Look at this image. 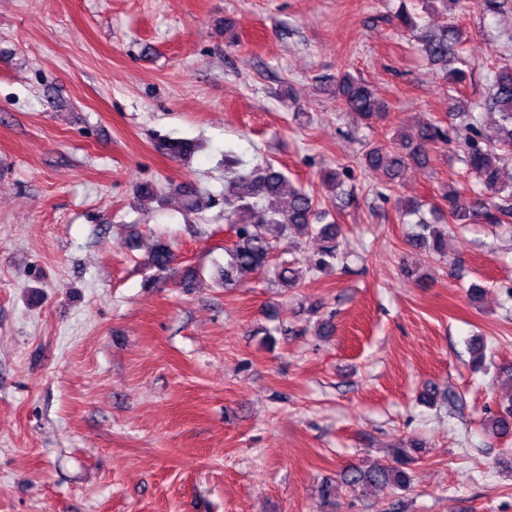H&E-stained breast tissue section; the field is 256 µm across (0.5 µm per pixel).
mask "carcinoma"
Wrapping results in <instances>:
<instances>
[{"label":"carcinoma","mask_w":512,"mask_h":512,"mask_svg":"<svg viewBox=\"0 0 512 512\" xmlns=\"http://www.w3.org/2000/svg\"><path fill=\"white\" fill-rule=\"evenodd\" d=\"M442 22L422 32L418 50L433 65L448 70V61L465 62V40L459 18L468 7L467 0H439ZM326 82L340 106L359 117L366 126L385 119L387 107L376 97L371 86L348 72L329 77ZM448 112L461 118L466 132L463 163L477 182L467 203H460V191L452 188L442 194L447 210H431L434 220L425 218L420 201L401 205L402 217H416L420 228L413 243L433 255L448 254V224H512V63L497 65L493 70L492 93L484 111L474 114L459 106L458 97L448 94ZM497 123L499 135L495 142L484 143L481 125L484 118ZM448 130L434 122L421 125L412 138L398 134L383 144L369 148L363 157L365 167L380 170L388 183H396L409 165L424 167L431 151L448 144ZM167 154L174 159H187L196 151V144L187 140H168ZM188 211H201L212 204V197L199 191L177 190ZM224 220L233 228L236 239L225 249L224 287L240 283L243 277L265 268L270 254L285 241L292 244L293 232L315 235L322 249L315 267L324 269L339 258L343 228L336 217V203L323 205L305 187H295L280 171L268 163L258 175H239L224 187ZM175 253L163 242L156 243L150 253L148 268L159 273L173 269ZM487 424L494 434L512 433V398L501 412L490 417ZM412 448H393L384 463L363 469L350 465L345 469L343 484L356 494L369 488L405 491L410 488ZM336 484L322 482L319 492L320 512L335 505Z\"/></svg>","instance_id":"cac0c4a2"}]
</instances>
